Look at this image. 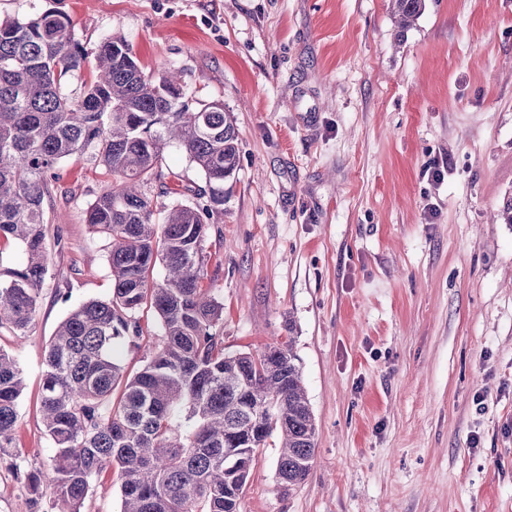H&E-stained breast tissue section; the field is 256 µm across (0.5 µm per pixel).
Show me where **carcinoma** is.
Segmentation results:
<instances>
[{
    "instance_id": "1",
    "label": "carcinoma",
    "mask_w": 512,
    "mask_h": 512,
    "mask_svg": "<svg viewBox=\"0 0 512 512\" xmlns=\"http://www.w3.org/2000/svg\"><path fill=\"white\" fill-rule=\"evenodd\" d=\"M391 6L400 38L426 4ZM85 68L89 85L66 92L68 77ZM170 142L203 172L209 197L177 202L158 222L143 187L190 191L162 166ZM89 148L112 174L86 215L108 241L112 297L74 309L46 348L41 414L55 454L44 475L15 467L27 503L47 496L56 512H83L95 476L115 470L121 512H241L256 457L269 446L278 481L301 484L316 425L294 339L227 351L224 303L205 285L209 219L240 162L233 119L219 101L190 105L176 72L146 74L121 38L86 50L52 9L0 22V238L26 255L21 267L0 269V327L28 336L49 276L44 202L58 164ZM145 305L160 339L128 376L120 356L142 348ZM23 388L18 361L0 350V456L14 448Z\"/></svg>"
}]
</instances>
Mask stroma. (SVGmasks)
Segmentation results:
<instances>
[{
    "label": "stroma",
    "mask_w": 512,
    "mask_h": 512,
    "mask_svg": "<svg viewBox=\"0 0 512 512\" xmlns=\"http://www.w3.org/2000/svg\"><path fill=\"white\" fill-rule=\"evenodd\" d=\"M53 9L88 50L123 38L220 101L240 163L211 222L206 282L224 345L294 336L316 424L307 479L283 488L260 451L243 512H512V0H426L398 34L390 0H0ZM46 203L50 276L26 341L18 460L0 512H24L14 464L47 469L45 348L112 295L86 211L112 177L61 161Z\"/></svg>",
    "instance_id": "stroma-1"
}]
</instances>
